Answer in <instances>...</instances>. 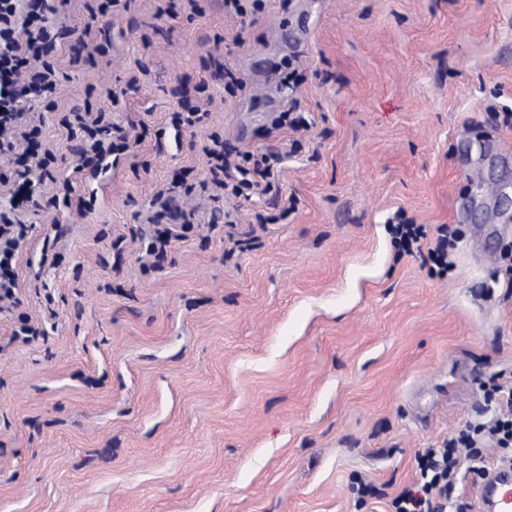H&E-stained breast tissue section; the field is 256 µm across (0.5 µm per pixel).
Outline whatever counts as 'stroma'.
Listing matches in <instances>:
<instances>
[{
  "label": "stroma",
  "instance_id": "35a3bbf8",
  "mask_svg": "<svg viewBox=\"0 0 512 512\" xmlns=\"http://www.w3.org/2000/svg\"><path fill=\"white\" fill-rule=\"evenodd\" d=\"M100 2L54 0L67 78L27 116L57 161L0 301V512H391L512 386V0ZM86 109L132 136L93 170L60 125ZM211 134L282 153L277 189L204 184ZM162 190L195 227L148 273ZM399 222L455 230L445 274ZM501 455L462 458L469 507ZM394 240L398 248L411 252L413 245L425 238L421 226L416 224H396L393 227Z\"/></svg>",
  "mask_w": 512,
  "mask_h": 512
}]
</instances>
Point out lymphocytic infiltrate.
Instances as JSON below:
<instances>
[{"label": "lymphocytic infiltrate", "mask_w": 512, "mask_h": 512, "mask_svg": "<svg viewBox=\"0 0 512 512\" xmlns=\"http://www.w3.org/2000/svg\"><path fill=\"white\" fill-rule=\"evenodd\" d=\"M18 0H0V138H6L11 150L10 173H0V184L9 179H23L34 171L48 173L55 156L51 149L42 148L38 130H16L15 124L29 102L52 94L61 71L49 62V35L44 26L48 0H25V9H18ZM64 125L84 135L86 147L81 154L84 163L126 150L122 128L114 126L102 112H74ZM208 171L213 183L233 195L266 194L276 186L279 153H245L240 164L231 163L220 138L204 146ZM23 224L14 223L0 213V294L13 297L17 287L12 271V259L18 237L24 234ZM488 404L493 405L491 417L469 423L449 436L441 448L427 449L419 463L415 483L393 500L395 512H438L439 502H453L457 489L460 452L474 459L482 455L481 445L489 441L502 450L512 451V387L494 386L487 392Z\"/></svg>", "instance_id": "1"}]
</instances>
